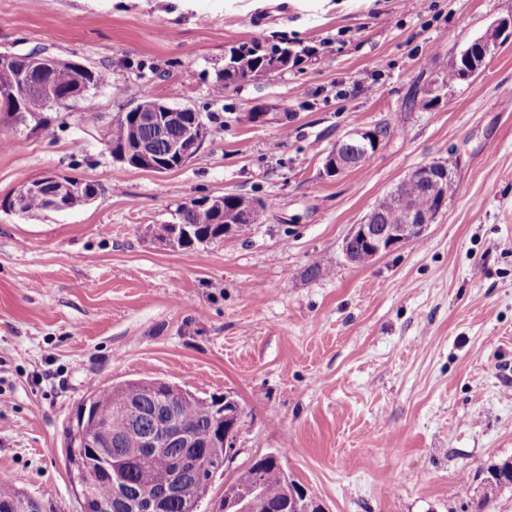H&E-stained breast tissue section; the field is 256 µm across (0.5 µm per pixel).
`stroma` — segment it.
<instances>
[{"label":"stroma","mask_w":512,"mask_h":512,"mask_svg":"<svg viewBox=\"0 0 512 512\" xmlns=\"http://www.w3.org/2000/svg\"><path fill=\"white\" fill-rule=\"evenodd\" d=\"M503 18L512 0H0V50L107 76L47 126L0 123V200L47 172L99 190L65 212L0 207V480L80 512L77 404L161 378L232 393L237 465L278 453L326 512H512V487L484 482L512 458V42L473 83L446 76ZM253 40L302 59L214 95ZM369 72L375 92L357 90ZM147 96L209 117L178 169L112 158L113 119ZM379 124L361 166L324 176L338 140ZM445 160L454 186L423 240L349 263L352 225ZM227 193L268 202L248 233L157 239L179 205Z\"/></svg>","instance_id":"stroma-1"}]
</instances>
